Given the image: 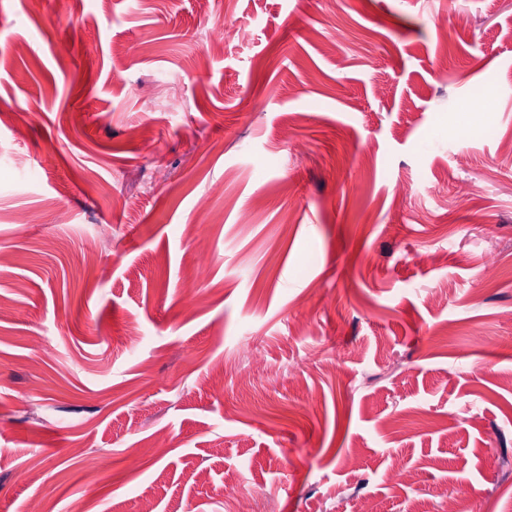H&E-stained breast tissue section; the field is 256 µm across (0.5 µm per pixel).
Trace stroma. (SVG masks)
Listing matches in <instances>:
<instances>
[{
    "label": "stroma",
    "instance_id": "1",
    "mask_svg": "<svg viewBox=\"0 0 512 512\" xmlns=\"http://www.w3.org/2000/svg\"><path fill=\"white\" fill-rule=\"evenodd\" d=\"M0 305V512H512V0H0Z\"/></svg>",
    "mask_w": 512,
    "mask_h": 512
}]
</instances>
